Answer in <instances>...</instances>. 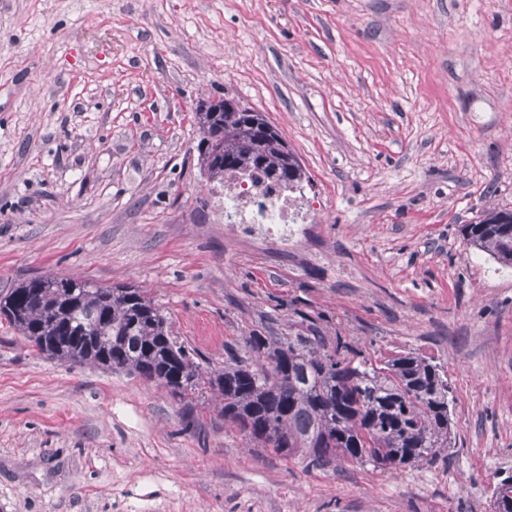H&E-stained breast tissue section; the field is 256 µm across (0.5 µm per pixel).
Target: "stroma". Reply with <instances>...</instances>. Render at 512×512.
Listing matches in <instances>:
<instances>
[{
  "instance_id": "1",
  "label": "stroma",
  "mask_w": 512,
  "mask_h": 512,
  "mask_svg": "<svg viewBox=\"0 0 512 512\" xmlns=\"http://www.w3.org/2000/svg\"><path fill=\"white\" fill-rule=\"evenodd\" d=\"M262 112L306 170L287 258L228 239L201 102ZM512 0H0V296L145 288L202 368L301 315L454 390L447 462L307 467L206 396L39 354L0 319V512H493L512 476ZM464 239L502 267H512V211L485 209L475 224L464 225Z\"/></svg>"
}]
</instances>
